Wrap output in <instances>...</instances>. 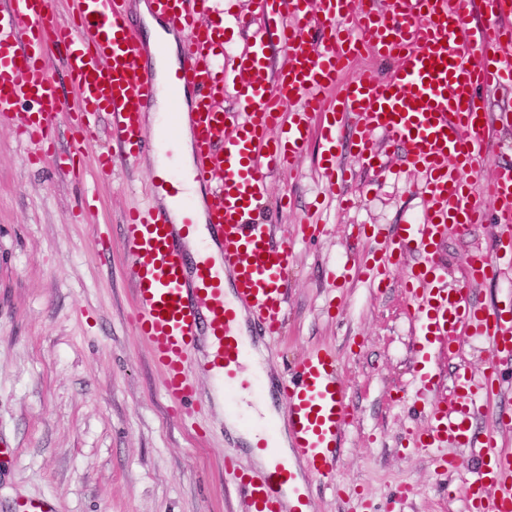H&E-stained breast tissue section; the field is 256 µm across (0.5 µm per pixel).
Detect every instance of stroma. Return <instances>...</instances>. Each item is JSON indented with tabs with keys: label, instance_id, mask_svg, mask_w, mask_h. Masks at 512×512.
Segmentation results:
<instances>
[{
	"label": "stroma",
	"instance_id": "obj_1",
	"mask_svg": "<svg viewBox=\"0 0 512 512\" xmlns=\"http://www.w3.org/2000/svg\"><path fill=\"white\" fill-rule=\"evenodd\" d=\"M57 149L71 155L74 175L29 160L12 117H0V512L20 498L51 501L58 512H240L241 500L224 473L225 453L257 468L248 446L212 399V379L196 375L198 404L181 420L165 397L161 373L137 334L134 300L122 248V215L157 200L149 152L132 171L96 178L109 139L76 148L73 130L58 122ZM310 141L295 171L270 185L269 205L295 237L288 321L274 347L256 359L268 374L287 373L307 352H336L355 421L345 430L338 480L346 495L311 479L312 512H351L348 495L364 490L384 512L402 484L414 488L394 512H461L449 497L446 475L427 453L401 452L423 419L413 407L411 343L417 326L393 271L389 288H371L355 275L345 288L326 276L350 257L376 249L353 241V226L404 224L422 215L412 192L416 176L400 148L384 147L393 172L382 179L358 170L338 148L339 162L355 168L357 208L338 209L317 166ZM316 214L325 227L303 236L301 221ZM498 229L449 231L443 260L456 281L466 257L488 249ZM491 357L485 337L469 339L458 355L440 354L439 395L458 368L481 374Z\"/></svg>",
	"mask_w": 512,
	"mask_h": 512
}]
</instances>
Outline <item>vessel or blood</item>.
<instances>
[{"instance_id": "vessel-or-blood-1", "label": "vessel or blood", "mask_w": 512, "mask_h": 512, "mask_svg": "<svg viewBox=\"0 0 512 512\" xmlns=\"http://www.w3.org/2000/svg\"><path fill=\"white\" fill-rule=\"evenodd\" d=\"M169 29L183 33L182 61L169 74L171 88L195 100L190 114L172 98L173 122L189 118L195 131L193 179L209 203L198 219L178 178L156 186L182 212L173 223L167 208L148 203L124 216L122 244L128 260L138 334L162 374L169 401L186 405L195 385L190 367L219 377L225 390L269 391L277 411L254 432V446L268 468L244 471L225 458L224 471L242 492L243 512H311L309 490L296 473L306 466L323 480L333 479L350 405L333 351L303 356L277 379L246 371L259 345L282 336L288 311L294 239L287 228L262 220L272 175L292 171L312 133H319L321 170L340 204H347L346 177L337 163L336 143L352 127L351 146L362 168L380 175L386 167L379 140L402 148L408 166L422 174L418 193L426 200L422 221L394 225L386 258L369 267L371 287H385L393 267L410 251L420 261L409 267L405 288L419 334L412 342L413 378L422 395L437 387L433 357L457 351L467 336L486 337L495 355L481 375L456 373L447 406L429 405L412 439L415 452L435 451L437 468L454 474L469 469L461 487L465 512H512V448L500 434L512 431V412L491 411L500 390L497 361L512 358V307L485 311L466 298L467 285L512 270V238L494 254L477 250L466 259L462 278L448 282L438 248L449 230L467 233L473 225L512 226V163L500 165L483 183L487 205L472 202L466 178L491 147L497 122L511 118L484 109L481 91L512 89V0H484L486 21L473 27L475 0H316L321 36L310 33L306 0H262L266 23L281 45L271 64L264 32L240 16L249 31L245 49L226 59L215 31L204 20L212 0H153ZM72 24L59 22L51 0H0V116L24 101L36 113L18 116L17 129L37 148L41 164L54 157L51 146L58 118L77 127L83 141L108 130L117 153L100 156L99 178L137 163L154 132L140 122L159 87L148 71L138 36L125 18V0H71ZM368 52L396 58L386 72L366 68L350 79L341 74L351 55ZM59 56L62 79L43 62ZM71 93H60L61 84ZM238 109H224L225 91ZM299 103L289 123L284 106ZM321 113L319 130L310 116ZM205 224L224 261L223 274L208 263L187 271L185 234ZM233 290L235 302L225 298ZM256 329L244 337L239 308ZM492 414L494 430L478 420ZM285 423L289 454L277 446L278 423ZM454 445L470 458L448 456Z\"/></svg>"}]
</instances>
